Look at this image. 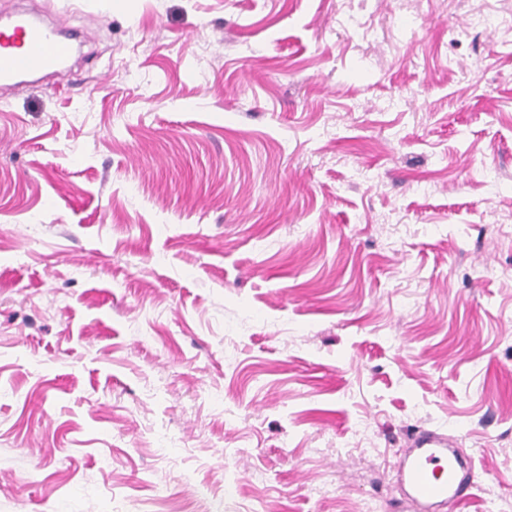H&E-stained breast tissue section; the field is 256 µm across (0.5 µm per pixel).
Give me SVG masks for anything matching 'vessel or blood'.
<instances>
[{
	"label": "vessel or blood",
	"instance_id": "vessel-or-blood-1",
	"mask_svg": "<svg viewBox=\"0 0 512 512\" xmlns=\"http://www.w3.org/2000/svg\"><path fill=\"white\" fill-rule=\"evenodd\" d=\"M72 51L69 38L28 13H20L11 27L0 30V87L15 86L28 73L55 72ZM459 441V436L438 428L421 427L409 435L397 457V476L417 512L463 500L476 487L474 459L460 448Z\"/></svg>",
	"mask_w": 512,
	"mask_h": 512
}]
</instances>
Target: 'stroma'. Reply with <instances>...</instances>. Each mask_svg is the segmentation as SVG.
I'll return each mask as SVG.
<instances>
[{"label": "stroma", "mask_w": 512, "mask_h": 512, "mask_svg": "<svg viewBox=\"0 0 512 512\" xmlns=\"http://www.w3.org/2000/svg\"><path fill=\"white\" fill-rule=\"evenodd\" d=\"M37 2L0 512H398L416 425L512 512V0Z\"/></svg>", "instance_id": "1"}]
</instances>
